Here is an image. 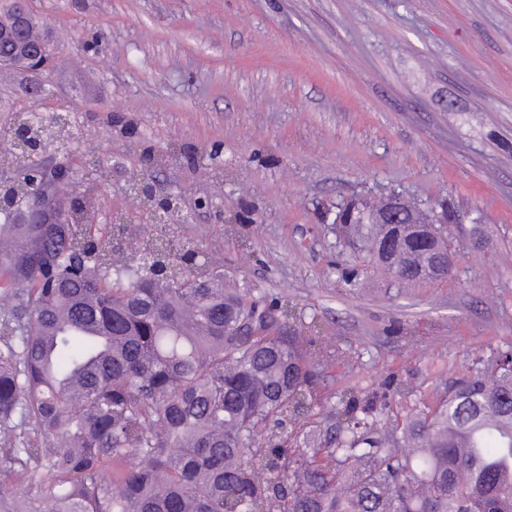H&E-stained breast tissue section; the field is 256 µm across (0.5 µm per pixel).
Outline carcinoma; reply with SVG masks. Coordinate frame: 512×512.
I'll list each match as a JSON object with an SVG mask.
<instances>
[{"label":"carcinoma","mask_w":512,"mask_h":512,"mask_svg":"<svg viewBox=\"0 0 512 512\" xmlns=\"http://www.w3.org/2000/svg\"><path fill=\"white\" fill-rule=\"evenodd\" d=\"M360 196L346 245L399 280L445 278L444 224ZM0 217V507L4 512H512V348L473 363L435 408L394 424L338 394L336 436L288 431L319 400L322 345L288 300L224 289L168 224L126 244ZM25 472L27 488L4 480Z\"/></svg>","instance_id":"1"}]
</instances>
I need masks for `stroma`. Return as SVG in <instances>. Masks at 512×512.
Returning a JSON list of instances; mask_svg holds the SVG:
<instances>
[{
	"mask_svg": "<svg viewBox=\"0 0 512 512\" xmlns=\"http://www.w3.org/2000/svg\"><path fill=\"white\" fill-rule=\"evenodd\" d=\"M51 40L48 92L0 69V127L69 112L74 163L104 162L98 223L147 226L127 179L184 200L176 236L224 285L322 324L337 395L403 383L392 417L431 407L475 359L512 345V0H30ZM136 134L121 133L119 120ZM450 201L454 267L395 280L331 226L341 199ZM210 196L222 212L198 206Z\"/></svg>",
	"mask_w": 512,
	"mask_h": 512,
	"instance_id": "stroma-1",
	"label": "stroma"
}]
</instances>
